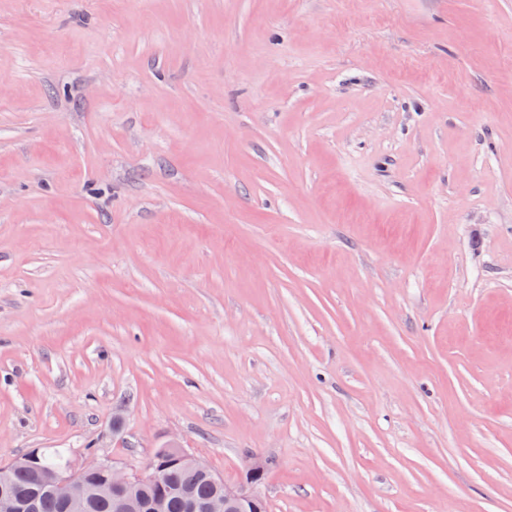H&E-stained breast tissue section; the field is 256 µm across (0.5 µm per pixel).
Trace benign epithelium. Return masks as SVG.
Instances as JSON below:
<instances>
[{"label": "benign epithelium", "instance_id": "7a95c632", "mask_svg": "<svg viewBox=\"0 0 512 512\" xmlns=\"http://www.w3.org/2000/svg\"><path fill=\"white\" fill-rule=\"evenodd\" d=\"M175 467L201 470L217 487L216 493L202 501L186 498V512H262L264 498L258 490L265 472L262 460H253L248 477L230 485L188 449L176 444L157 449L143 475L127 473L112 460L97 455L87 456L79 466L55 470L43 465L41 449H33L9 463L0 464V512H38L37 498L22 501L11 488L12 474L18 469L32 472L40 486L63 492L69 512H85L88 502L95 498L112 501L113 512H168L173 493L168 484V472ZM89 474L99 476L92 486L85 482ZM148 487L153 488L150 495L146 493Z\"/></svg>", "mask_w": 512, "mask_h": 512}]
</instances>
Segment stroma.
<instances>
[{"instance_id": "stroma-1", "label": "stroma", "mask_w": 512, "mask_h": 512, "mask_svg": "<svg viewBox=\"0 0 512 512\" xmlns=\"http://www.w3.org/2000/svg\"><path fill=\"white\" fill-rule=\"evenodd\" d=\"M173 441L512 512V0H0V463Z\"/></svg>"}]
</instances>
